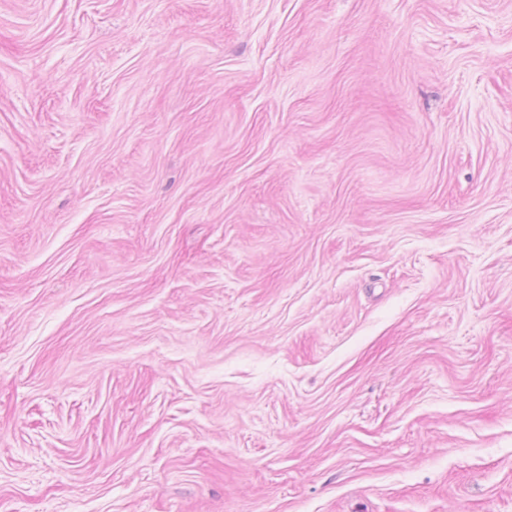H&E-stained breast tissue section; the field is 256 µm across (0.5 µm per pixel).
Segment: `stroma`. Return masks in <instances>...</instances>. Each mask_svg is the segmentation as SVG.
I'll use <instances>...</instances> for the list:
<instances>
[{
    "label": "stroma",
    "instance_id": "35a3bbf8",
    "mask_svg": "<svg viewBox=\"0 0 512 512\" xmlns=\"http://www.w3.org/2000/svg\"><path fill=\"white\" fill-rule=\"evenodd\" d=\"M0 512H512V0H0Z\"/></svg>",
    "mask_w": 512,
    "mask_h": 512
}]
</instances>
